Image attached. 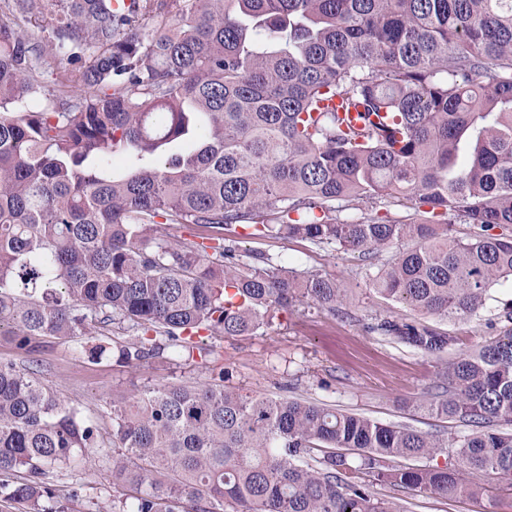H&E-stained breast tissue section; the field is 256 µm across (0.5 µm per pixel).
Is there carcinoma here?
I'll use <instances>...</instances> for the list:
<instances>
[{"label":"carcinoma","mask_w":512,"mask_h":512,"mask_svg":"<svg viewBox=\"0 0 512 512\" xmlns=\"http://www.w3.org/2000/svg\"><path fill=\"white\" fill-rule=\"evenodd\" d=\"M338 201L413 213L348 221ZM232 226L364 262L394 247L380 298L477 315L512 276V0H0V336L27 357L0 362V475L28 474L0 494L64 512L46 470L110 447L128 489L112 512H401L375 483L512 495L507 325L438 375L429 411L469 427L450 438L222 373L112 394L105 436L52 390L45 338L82 348L118 324L117 361L137 366L298 306L344 313L336 279L241 261ZM369 329L439 359L459 344L418 320ZM450 452L457 466L437 462ZM420 458L435 464H400Z\"/></svg>","instance_id":"1"}]
</instances>
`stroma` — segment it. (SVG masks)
Returning <instances> with one entry per match:
<instances>
[{"mask_svg": "<svg viewBox=\"0 0 512 512\" xmlns=\"http://www.w3.org/2000/svg\"><path fill=\"white\" fill-rule=\"evenodd\" d=\"M243 261L261 253L297 274H325L348 289V312L336 317L313 308L282 316L280 324L253 336H219L209 342L205 358L189 361L157 358L136 367L118 366L111 354L101 361L58 343L47 344L38 359L53 388L99 420V409L113 392H133L148 384L194 383L220 374L226 386L245 394L303 398L357 413L384 424H407L432 434L463 433V425L419 410L434 385L442 360L420 350L367 332L376 318L417 319V312L385 303L369 288L368 263L333 245L316 246L298 238L244 239ZM512 303V279L500 281L477 316L466 321L428 318V325L456 336L471 349L492 336L505 305ZM47 482L60 495L65 512H110L116 491L112 483V451L95 453L90 462H76L50 472ZM374 495L397 502L403 512H512L508 499L460 497L438 500L427 494L374 485Z\"/></svg>", "mask_w": 512, "mask_h": 512, "instance_id": "stroma-1", "label": "stroma"}]
</instances>
